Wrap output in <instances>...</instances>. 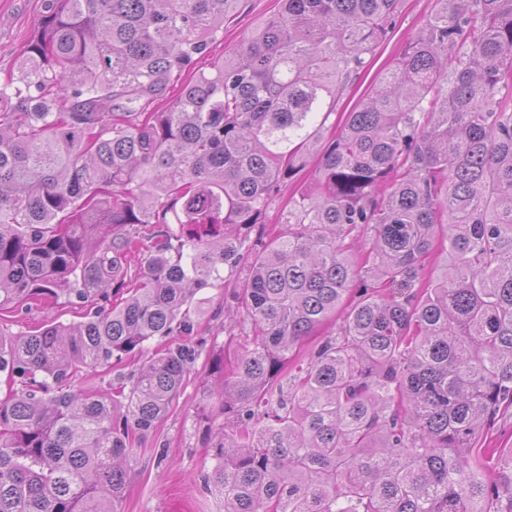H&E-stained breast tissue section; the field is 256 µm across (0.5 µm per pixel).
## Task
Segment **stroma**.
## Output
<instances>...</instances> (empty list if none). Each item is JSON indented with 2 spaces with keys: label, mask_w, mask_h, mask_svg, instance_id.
<instances>
[{
  "label": "stroma",
  "mask_w": 512,
  "mask_h": 512,
  "mask_svg": "<svg viewBox=\"0 0 512 512\" xmlns=\"http://www.w3.org/2000/svg\"><path fill=\"white\" fill-rule=\"evenodd\" d=\"M434 0H403L395 31L377 50L367 72L340 96L327 124L340 125L347 112L365 101L375 84L398 57L406 41L423 26ZM279 0H246L244 7L224 23V39L211 46L195 67L208 69L237 49L257 23L276 14ZM41 10V0H0V80L17 72L25 58ZM88 305L60 297L49 304L33 301L0 311V333L18 336L32 332L47 318L69 324L81 321ZM198 326L194 336H167L148 342L142 352L84 368L71 380L72 388L89 394L111 393L118 377L142 367L158 350L186 344L194 347L183 387L167 413L136 439L135 459L127 475L120 512H224L223 496L211 491L205 478L212 471V446L219 431H232L234 414L217 409L210 389L216 381L211 364L216 356L233 361L253 333L249 319L224 316V291L206 288L191 307Z\"/></svg>",
  "instance_id": "35a3bbf8"
}]
</instances>
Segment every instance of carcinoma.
I'll use <instances>...</instances> for the list:
<instances>
[{
    "label": "carcinoma",
    "instance_id": "1",
    "mask_svg": "<svg viewBox=\"0 0 512 512\" xmlns=\"http://www.w3.org/2000/svg\"><path fill=\"white\" fill-rule=\"evenodd\" d=\"M240 2L41 0L0 85V310L129 289L0 336L21 385L0 400V512H118L130 436L166 414L194 350L151 358L112 402L69 381L197 335L195 295L243 264L231 299L254 334L214 365L237 419L207 477L224 512H512V458L486 481L475 448L512 408V0H436L327 139L401 0H281L182 81ZM286 185L284 229L245 244ZM338 313L283 397L290 352Z\"/></svg>",
    "mask_w": 512,
    "mask_h": 512
}]
</instances>
